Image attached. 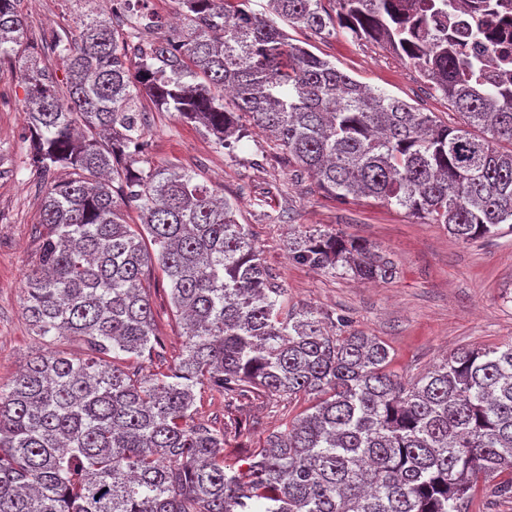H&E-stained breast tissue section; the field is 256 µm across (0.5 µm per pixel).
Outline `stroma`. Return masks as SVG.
I'll list each match as a JSON object with an SVG mask.
<instances>
[{"mask_svg": "<svg viewBox=\"0 0 512 512\" xmlns=\"http://www.w3.org/2000/svg\"><path fill=\"white\" fill-rule=\"evenodd\" d=\"M99 0H22L32 44L70 28L77 15L100 10ZM291 38L372 89L417 105L437 120L459 127L463 119L431 81L406 60L345 32L319 38L298 28ZM24 91L11 74L0 76V384L9 383L38 354H82L78 341L49 342L34 336L23 310L25 271L37 258L41 205L52 178L23 166ZM148 118L147 147L140 167L163 165L195 173L197 182L238 204L240 223L250 225L266 266L288 290L289 304L313 306L344 316L352 329L379 337L391 349L393 371L415 380L461 348L512 341V230L460 243L439 224L374 198L340 204L308 179L295 178L284 151L259 132L233 148L217 146L198 124L142 101ZM339 229L373 243L392 261L389 280L360 283L335 271L289 260L290 232ZM160 327L166 359L181 351L184 338L168 303V282L159 266L145 281ZM198 420L223 428L224 459L234 463L266 438L284 430L300 407L288 398L252 396L235 403L198 391Z\"/></svg>", "mask_w": 512, "mask_h": 512, "instance_id": "1", "label": "stroma"}]
</instances>
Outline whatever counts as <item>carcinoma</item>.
Wrapping results in <instances>:
<instances>
[{
    "label": "carcinoma",
    "instance_id": "1",
    "mask_svg": "<svg viewBox=\"0 0 512 512\" xmlns=\"http://www.w3.org/2000/svg\"><path fill=\"white\" fill-rule=\"evenodd\" d=\"M21 0H0V59L18 65L25 168L49 184L46 233L25 273L35 335L84 354L38 355L0 385V512H466L512 494V342L460 349L406 381L388 346L317 308L288 306L236 204L189 171L133 169L140 100L232 147L256 127L339 203L374 197L458 241L512 229V80L486 82L448 36L451 0H178L185 23L145 46L150 17L87 13L34 52ZM338 29L400 56L465 118L450 127L363 86L277 20ZM133 204L140 223L126 220ZM298 264L386 280L391 261L341 231L286 242ZM165 273L186 341L166 367L150 295ZM310 405L224 464V431L194 422L195 390Z\"/></svg>",
    "mask_w": 512,
    "mask_h": 512
}]
</instances>
